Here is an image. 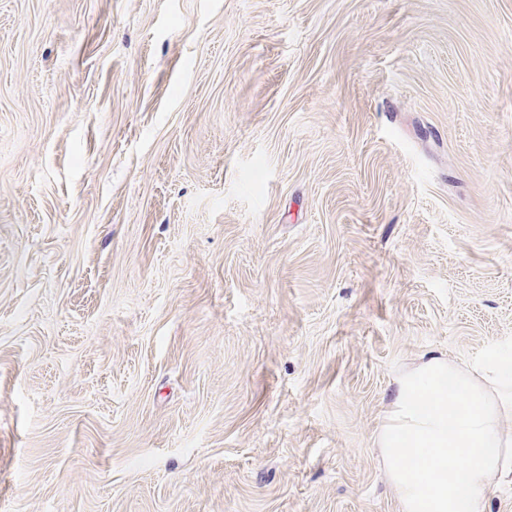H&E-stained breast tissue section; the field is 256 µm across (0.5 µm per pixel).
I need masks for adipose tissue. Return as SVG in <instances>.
<instances>
[{"label": "adipose tissue", "mask_w": 512, "mask_h": 512, "mask_svg": "<svg viewBox=\"0 0 512 512\" xmlns=\"http://www.w3.org/2000/svg\"><path fill=\"white\" fill-rule=\"evenodd\" d=\"M512 351L461 366L419 359L393 379L379 457L402 512H483L512 485Z\"/></svg>", "instance_id": "adipose-tissue-1"}]
</instances>
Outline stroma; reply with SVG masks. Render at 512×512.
I'll use <instances>...</instances> for the list:
<instances>
[{"label": "stroma", "instance_id": "35a3bbf8", "mask_svg": "<svg viewBox=\"0 0 512 512\" xmlns=\"http://www.w3.org/2000/svg\"><path fill=\"white\" fill-rule=\"evenodd\" d=\"M506 346L512 0H0V512H402ZM379 457L403 512H483L512 485V352L459 366L422 356L394 377Z\"/></svg>", "mask_w": 512, "mask_h": 512}]
</instances>
